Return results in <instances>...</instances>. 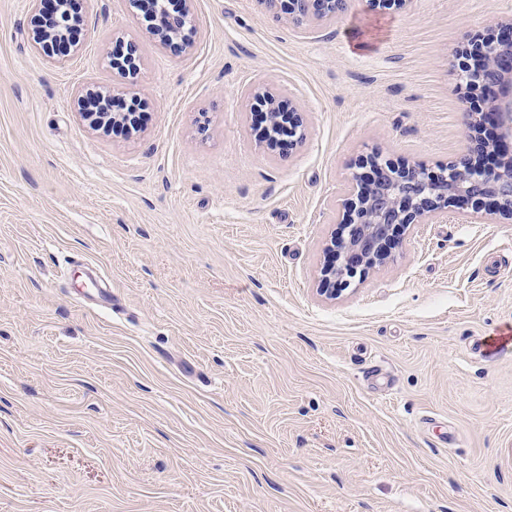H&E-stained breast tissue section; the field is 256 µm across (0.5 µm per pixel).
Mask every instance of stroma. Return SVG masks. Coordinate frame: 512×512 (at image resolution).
Returning <instances> with one entry per match:
<instances>
[{
  "label": "stroma",
  "mask_w": 512,
  "mask_h": 512,
  "mask_svg": "<svg viewBox=\"0 0 512 512\" xmlns=\"http://www.w3.org/2000/svg\"><path fill=\"white\" fill-rule=\"evenodd\" d=\"M78 8L58 65L0 0V512H512V349L478 350L512 327V222L449 206L318 293L362 157L465 153L459 51L512 0H349L305 30L193 0L183 56L131 0ZM258 86L305 114L289 157ZM80 87L142 122L98 128Z\"/></svg>",
  "instance_id": "1"
}]
</instances>
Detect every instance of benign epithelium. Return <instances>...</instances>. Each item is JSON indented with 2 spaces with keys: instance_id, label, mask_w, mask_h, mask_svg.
Returning a JSON list of instances; mask_svg holds the SVG:
<instances>
[{
  "instance_id": "1",
  "label": "benign epithelium",
  "mask_w": 512,
  "mask_h": 512,
  "mask_svg": "<svg viewBox=\"0 0 512 512\" xmlns=\"http://www.w3.org/2000/svg\"><path fill=\"white\" fill-rule=\"evenodd\" d=\"M152 2L160 14L152 35L174 56L189 53L193 48L188 35L191 0H183L181 10L168 15L163 0ZM67 4L68 0H29L36 49L60 40L69 18ZM347 7L348 0H288V19L304 29L336 18ZM465 55L466 88L482 93V106L470 112L467 152L437 171L417 164L383 162L377 153L361 160V166L380 173L373 181L358 176L357 187L343 204L344 219L328 245L337 261L330 260L321 268L320 293L326 298H336L350 279L384 263L411 225L448 218L451 202L461 209L462 216L467 215V206L476 210L488 206L493 213L512 220V157L485 163L492 144L480 136L481 126L489 123L499 130L500 139L512 140V21L494 38L471 44ZM139 61V47L130 41L124 57L113 59V65L134 71ZM254 97L268 117L266 146L283 158L302 143V113L285 111L281 101L266 89L256 90Z\"/></svg>"
}]
</instances>
